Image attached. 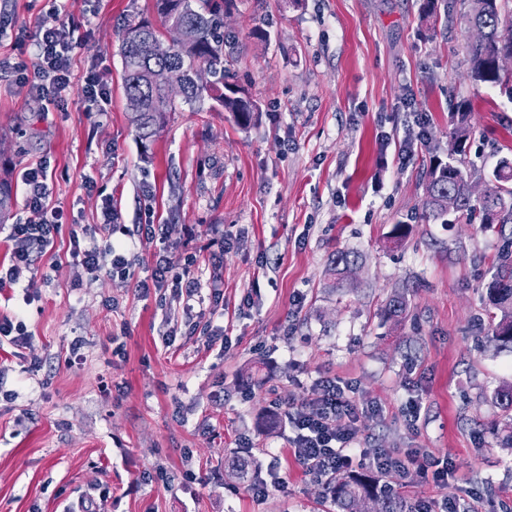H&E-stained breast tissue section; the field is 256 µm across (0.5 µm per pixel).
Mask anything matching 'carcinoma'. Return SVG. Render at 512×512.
Masks as SVG:
<instances>
[{
	"mask_svg": "<svg viewBox=\"0 0 512 512\" xmlns=\"http://www.w3.org/2000/svg\"><path fill=\"white\" fill-rule=\"evenodd\" d=\"M468 26L482 32L481 40L468 46L470 76L480 83L512 84V72L496 67L502 55L512 56V12L507 0H466ZM160 24L149 20L128 23L122 29L120 55L122 88L130 109V121L142 144L153 141L167 125L169 113L176 110L175 98L194 105L210 98L230 112L238 124L248 125L254 102L234 91L227 81L229 69L224 60V45L215 37L220 25L221 7L200 9L195 0H155ZM188 28L191 36L177 41L168 54L154 52L164 31ZM471 107L459 103L451 112L448 157L465 153L473 134ZM494 183L483 197L473 198L468 175L457 165L433 160L426 172L422 213L426 218L468 220L481 213V223L512 224V160L503 159L493 173ZM16 193L0 181V223L13 214ZM358 264V256L338 250L332 257L329 274L336 283L346 280ZM491 340L512 349V235L503 239L496 256L494 272L487 286ZM408 312L405 295L397 293L386 303L384 317L399 322ZM338 512H416L415 504L380 489L376 481L359 473H347L329 488Z\"/></svg>",
	"mask_w": 512,
	"mask_h": 512,
	"instance_id": "cac0c4a2",
	"label": "carcinoma"
}]
</instances>
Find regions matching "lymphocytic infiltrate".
I'll return each mask as SVG.
<instances>
[{"mask_svg": "<svg viewBox=\"0 0 512 512\" xmlns=\"http://www.w3.org/2000/svg\"><path fill=\"white\" fill-rule=\"evenodd\" d=\"M59 5H52L40 21L34 34L15 37L17 53L13 59H0V78L15 79L56 108L67 106L71 97L97 103L107 95L103 71H87L81 79H73L71 65L82 41L83 21L63 20ZM34 47L35 57L26 60L24 51ZM46 160H39L26 168L23 182L28 187L25 208L28 216L24 222L13 225L10 232L12 249L10 266L0 275V288L19 283L23 272L33 269L42 259L46 248L57 233L65 217L62 211L50 207ZM139 232L144 243H158L153 253L154 267L151 280L137 281L141 291L149 288L172 287L175 295L184 301H193L201 282L195 274L196 256L175 254L169 243V227L165 224H144ZM73 258L77 265L90 273H105L121 279L133 276V259L121 245L101 246L96 243L74 246ZM348 387L331 376L319 377L311 398L301 406L291 408L288 421L297 434L292 440L294 455L304 466L307 475L318 482H330L349 468L357 456L354 443L360 426V410L348 397ZM373 465L381 471H396L403 482L413 477L431 474L438 484H446L452 465L434 468L426 455L398 457L381 448L372 458Z\"/></svg>", "mask_w": 512, "mask_h": 512, "instance_id": "f902f5d3", "label": "lymphocytic infiltrate"}]
</instances>
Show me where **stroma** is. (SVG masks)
<instances>
[{
	"label": "stroma",
	"instance_id": "1",
	"mask_svg": "<svg viewBox=\"0 0 512 512\" xmlns=\"http://www.w3.org/2000/svg\"><path fill=\"white\" fill-rule=\"evenodd\" d=\"M425 4L226 0L224 57L257 120L244 128L212 100L181 103L145 150L128 119L119 33L153 16L154 0H68L89 20L73 73L105 71L102 111L77 99L50 111L0 82V136L18 150L7 174L24 191L23 171L49 157V203L69 218L31 282L0 291V315L17 316L31 342L20 354L0 345V512H72L83 497L98 512H336L295 460L287 418L324 375L381 408L364 414L359 447L419 448L454 465L444 488L401 485L367 456L354 470L412 502L512 506V419L494 398L512 384V349L477 324L499 236L421 212L424 172L448 155L452 105H471L459 166L476 192L512 157V90L475 84V31L461 19L448 28L444 9ZM107 196L118 214L109 234L97 229ZM148 221L170 225L174 244L192 228L197 314L171 289L136 290L153 270L137 235ZM214 224L226 237L218 261L202 250ZM398 224L409 227L400 247L388 241ZM85 231L124 242L134 280L74 266L72 235ZM339 250L359 256L342 288L326 273ZM398 292L409 312L394 328L383 310ZM244 448L276 462L284 486L254 498L226 469Z\"/></svg>",
	"mask_w": 512,
	"mask_h": 512
}]
</instances>
